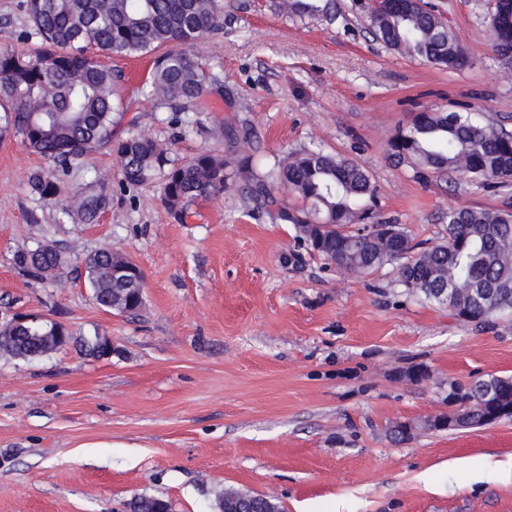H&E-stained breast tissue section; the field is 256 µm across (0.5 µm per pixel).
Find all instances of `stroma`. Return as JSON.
Returning a JSON list of instances; mask_svg holds the SVG:
<instances>
[{
	"instance_id": "1",
	"label": "stroma",
	"mask_w": 512,
	"mask_h": 512,
	"mask_svg": "<svg viewBox=\"0 0 512 512\" xmlns=\"http://www.w3.org/2000/svg\"><path fill=\"white\" fill-rule=\"evenodd\" d=\"M471 61L451 71L384 47L371 0H334L336 17L297 21L277 0H224V32L193 52L222 92L175 117L146 102L148 55L121 71L117 136L151 134L183 158L223 155L215 126L255 134L266 165L317 145L353 159L380 188L382 220L417 249L446 235L449 208L512 206V187L417 176L389 141L422 111L469 112L512 131V68L493 53L494 0H431ZM21 0H0V46L31 49ZM49 164L0 139V317L32 313L111 337V358L76 345L29 361L0 355V512H129L140 495L171 512H213L227 488L272 493L282 512H512V418L428 431L448 386L512 376V315L459 321L408 295L391 266L357 278L311 253L274 212L237 190L168 212L159 185H122L104 150L62 181L111 202L90 224L33 189ZM50 243L67 267L107 247L144 275L145 307L113 314L83 281L58 287L14 262ZM414 426L409 440L394 426ZM490 456L474 476L462 462Z\"/></svg>"
}]
</instances>
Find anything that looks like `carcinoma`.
I'll return each instance as SVG.
<instances>
[{
	"label": "carcinoma",
	"mask_w": 512,
	"mask_h": 512,
	"mask_svg": "<svg viewBox=\"0 0 512 512\" xmlns=\"http://www.w3.org/2000/svg\"><path fill=\"white\" fill-rule=\"evenodd\" d=\"M310 0H280L285 15L328 12ZM38 43L30 52L0 48V136L22 138L35 154L54 167L37 173L32 183L41 197L59 200L68 214L94 221L110 197L77 192L62 196L59 174L91 154L112 149L113 127L121 121L119 76L97 56L154 55L150 81L141 89L149 102L172 112H196L219 80L191 53L202 37L224 29V0H22ZM378 40L411 58L448 70L469 64L463 43L426 0H379L369 16ZM495 54L512 63V0H497L488 17ZM224 155L208 151L183 159L152 136L131 133L121 139L118 158L122 183L143 186L161 180L162 201L182 218L190 205L224 194L228 180H245L240 193L256 208L273 209L283 224H292L312 252L336 261L363 277L393 267L396 282L412 294L451 303L466 322L488 321L512 312V210L448 209L446 238L415 251L407 232L378 216L379 188L355 161L320 147L285 155L267 172L252 161L251 129L226 122ZM394 156L416 173L449 172L486 188L512 183V136L473 122L458 112L418 113L389 142ZM285 189L294 202L277 197ZM16 264L38 279L61 277L63 261L52 244L16 256ZM84 280L96 291L105 311L135 312L136 290L112 279V252L100 250L84 265ZM455 289L453 301L441 294ZM53 327H35L26 339L0 336V353L18 359L43 355ZM88 357L99 358L101 337L77 338ZM495 393L487 395L489 388ZM468 404L456 412L458 425L479 427L492 420L497 407L512 406V378L490 377L470 384ZM130 512H171L168 501L137 497Z\"/></svg>",
	"instance_id": "1"
}]
</instances>
